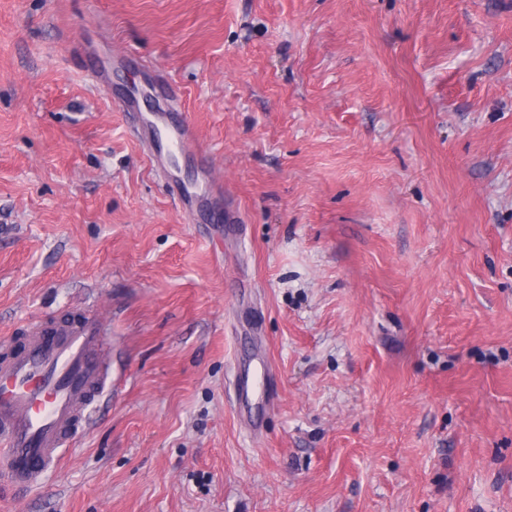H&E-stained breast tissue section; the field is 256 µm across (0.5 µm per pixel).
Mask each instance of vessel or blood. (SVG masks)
Segmentation results:
<instances>
[{
	"label": "vessel or blood",
	"instance_id": "1",
	"mask_svg": "<svg viewBox=\"0 0 512 512\" xmlns=\"http://www.w3.org/2000/svg\"><path fill=\"white\" fill-rule=\"evenodd\" d=\"M152 127L180 154L200 150L188 120L155 116ZM106 323L91 312L37 326L0 359V474L36 486L91 422L96 397L111 389L99 356Z\"/></svg>",
	"mask_w": 512,
	"mask_h": 512
}]
</instances>
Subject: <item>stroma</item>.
<instances>
[{
  "label": "stroma",
  "instance_id": "stroma-1",
  "mask_svg": "<svg viewBox=\"0 0 512 512\" xmlns=\"http://www.w3.org/2000/svg\"><path fill=\"white\" fill-rule=\"evenodd\" d=\"M89 306L112 390L0 512H512V0H0V353ZM153 115L152 127L161 141L175 148L181 155L195 154L201 150L193 126L184 118L180 121L172 119V112Z\"/></svg>",
  "mask_w": 512,
  "mask_h": 512
}]
</instances>
